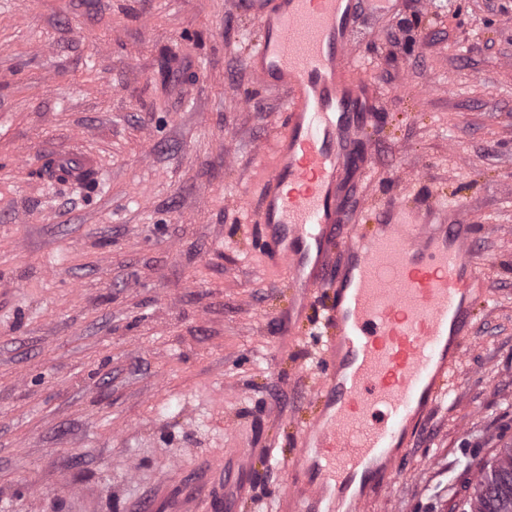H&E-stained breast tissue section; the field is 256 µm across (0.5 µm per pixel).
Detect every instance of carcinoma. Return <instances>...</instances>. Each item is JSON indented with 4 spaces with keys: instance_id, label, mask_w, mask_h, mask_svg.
<instances>
[{
    "instance_id": "cac0c4a2",
    "label": "carcinoma",
    "mask_w": 512,
    "mask_h": 512,
    "mask_svg": "<svg viewBox=\"0 0 512 512\" xmlns=\"http://www.w3.org/2000/svg\"><path fill=\"white\" fill-rule=\"evenodd\" d=\"M462 512H512V448H503L479 472Z\"/></svg>"
}]
</instances>
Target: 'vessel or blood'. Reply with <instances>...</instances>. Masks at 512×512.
<instances>
[{"label": "vessel or blood", "mask_w": 512, "mask_h": 512, "mask_svg": "<svg viewBox=\"0 0 512 512\" xmlns=\"http://www.w3.org/2000/svg\"><path fill=\"white\" fill-rule=\"evenodd\" d=\"M257 21L245 59L253 83L283 93L269 163L241 199L267 263L283 268L293 304L274 318L292 335L315 289L331 295L320 373L310 398L320 411L301 429L288 512H349L387 487L404 431L435 415L472 330L488 283L473 258L474 225L438 199L391 197L370 224L350 223L344 187L374 164L365 136L378 89L360 64L358 0H227ZM54 182L98 178L90 157L56 154ZM349 495V494H348ZM166 512H216L208 489L166 501Z\"/></svg>", "instance_id": "b4317fda"}]
</instances>
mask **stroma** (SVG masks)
I'll list each match as a JSON object with an SVG mask.
<instances>
[{"mask_svg": "<svg viewBox=\"0 0 512 512\" xmlns=\"http://www.w3.org/2000/svg\"><path fill=\"white\" fill-rule=\"evenodd\" d=\"M372 5L357 23L381 152L349 206L455 203L491 292L365 512H460L512 445V0ZM259 39L224 0H0V512H140L204 477L223 482V512H277L318 346L279 356L269 321L290 291L239 203L283 102L244 68ZM55 152L95 157L98 188L44 187Z\"/></svg>", "mask_w": 512, "mask_h": 512, "instance_id": "1", "label": "stroma"}]
</instances>
